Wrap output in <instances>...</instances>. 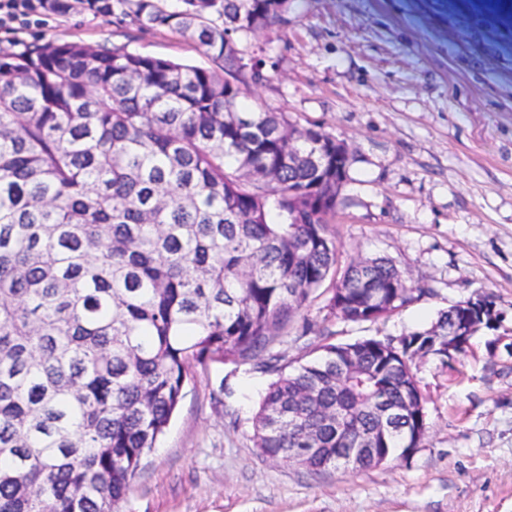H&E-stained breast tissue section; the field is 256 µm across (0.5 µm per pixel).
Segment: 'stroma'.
Wrapping results in <instances>:
<instances>
[{
	"label": "stroma",
	"mask_w": 512,
	"mask_h": 512,
	"mask_svg": "<svg viewBox=\"0 0 512 512\" xmlns=\"http://www.w3.org/2000/svg\"><path fill=\"white\" fill-rule=\"evenodd\" d=\"M208 67L169 30L74 6L0 28ZM259 98L344 141L353 157L329 229L337 270L392 261L422 288L387 318L353 324L315 293L278 350L400 336L456 302L492 296L497 323L465 354L412 371L426 433L411 456L315 473L269 460L253 418L273 379L255 362L196 365L168 431L116 512H512V0H288L283 23L235 36Z\"/></svg>",
	"instance_id": "1"
}]
</instances>
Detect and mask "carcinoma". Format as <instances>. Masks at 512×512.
<instances>
[{
  "label": "carcinoma",
  "mask_w": 512,
  "mask_h": 512,
  "mask_svg": "<svg viewBox=\"0 0 512 512\" xmlns=\"http://www.w3.org/2000/svg\"><path fill=\"white\" fill-rule=\"evenodd\" d=\"M167 28L219 64L49 40L0 48V512H114L168 428L194 364L246 363L288 335L336 266L329 219L350 165L309 156L336 138L224 80L240 32L284 21L287 0H78ZM64 16L71 0H37ZM302 156L289 165L288 153ZM387 259L350 263L329 314L361 324L414 300ZM324 343L273 372L253 418L271 459L320 472L415 393L409 349ZM353 350L357 369L344 353ZM346 411L336 432L329 415Z\"/></svg>",
  "instance_id": "1"
}]
</instances>
